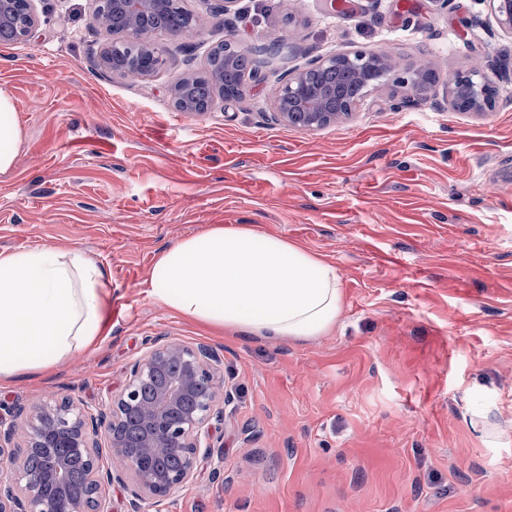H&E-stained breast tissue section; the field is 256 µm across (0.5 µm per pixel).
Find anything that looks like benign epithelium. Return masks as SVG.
Here are the masks:
<instances>
[{
	"mask_svg": "<svg viewBox=\"0 0 512 512\" xmlns=\"http://www.w3.org/2000/svg\"><path fill=\"white\" fill-rule=\"evenodd\" d=\"M93 19L106 13L126 15V40L139 48V54L119 65L112 57L111 42L100 53V64L120 77L140 81L150 78L161 64L157 49L144 39L150 32L151 17L163 12L172 0H93ZM498 28L512 37V0H487ZM38 26L35 0H0V27L15 33L24 42ZM322 68L350 70L360 85L362 96L388 85L406 87L416 99L432 88L430 69L401 67L384 51H338L316 58L300 69L288 70L280 77L275 103V118L284 125L308 130L350 118L361 99L348 98L331 87L315 84L314 72ZM506 73L500 65L458 73L444 83L449 105L463 113L484 116L497 107L494 78ZM215 99L232 101L240 93H224V75L208 70ZM174 106L192 114L195 105L184 94L180 79L168 88ZM216 356L205 345L187 346L166 342L154 346L130 368L126 386L104 408L63 400L55 404L34 403L0 414V512H110L106 487L123 482V473L102 464L103 452L125 460L134 489L131 512H142L145 497L159 498L187 484L195 474L200 454H210L211 420L215 415L217 393L213 385ZM23 428L26 453L14 451L18 428ZM105 430L107 448L95 439ZM164 451L181 455L182 466L163 471L155 458ZM51 455V466L33 471L30 456ZM81 457L86 464L82 485L68 481L71 458Z\"/></svg>",
	"mask_w": 512,
	"mask_h": 512,
	"instance_id": "obj_1",
	"label": "benign epithelium"
}]
</instances>
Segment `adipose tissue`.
I'll use <instances>...</instances> for the list:
<instances>
[{"label":"adipose tissue","mask_w":512,"mask_h":512,"mask_svg":"<svg viewBox=\"0 0 512 512\" xmlns=\"http://www.w3.org/2000/svg\"><path fill=\"white\" fill-rule=\"evenodd\" d=\"M21 129L0 92V172ZM148 280L158 303L205 327L309 341L336 324L340 275L322 257L249 226L215 224L161 251ZM101 266L78 250L0 252V381L45 371L90 346L109 323Z\"/></svg>","instance_id":"1"}]
</instances>
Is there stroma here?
Segmentation results:
<instances>
[{"mask_svg": "<svg viewBox=\"0 0 512 512\" xmlns=\"http://www.w3.org/2000/svg\"><path fill=\"white\" fill-rule=\"evenodd\" d=\"M198 33L155 31L143 82L104 70L91 0H37L0 44L22 140L0 172V252L78 249L112 291L111 331L47 373L0 383V408L108 404L154 342L209 346L231 401L193 480L144 512H512V82L495 112L369 94L316 131L272 120L279 78L334 51L382 49L440 78L512 38L487 0H182ZM265 76L202 114L169 85L225 38ZM283 41L277 55L260 46ZM248 224L336 266L335 327L309 342L210 331L149 295L154 258ZM499 438H491L490 427Z\"/></svg>", "mask_w": 512, "mask_h": 512, "instance_id": "stroma-1", "label": "stroma"}]
</instances>
